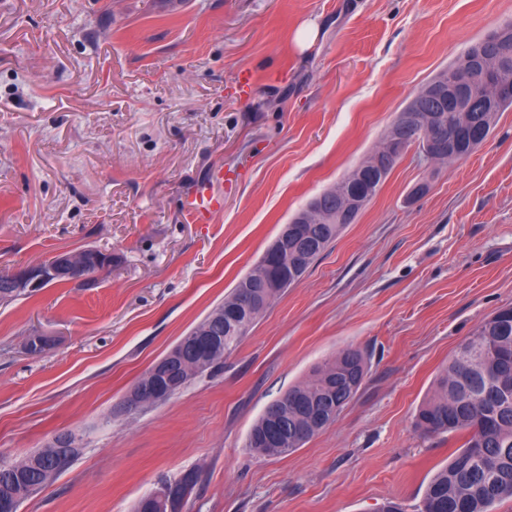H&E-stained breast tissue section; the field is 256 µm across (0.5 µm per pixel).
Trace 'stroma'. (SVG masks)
Listing matches in <instances>:
<instances>
[{"mask_svg": "<svg viewBox=\"0 0 512 512\" xmlns=\"http://www.w3.org/2000/svg\"><path fill=\"white\" fill-rule=\"evenodd\" d=\"M510 21L512 0H0V272L112 255L91 287L0 305V460L65 431L81 446L19 512H133L188 471L182 512H416L465 440L420 437L416 410L512 306V108L450 164L409 147L221 368L118 407L417 91ZM220 166L224 210L192 223L183 200ZM32 336L48 350L26 353ZM346 347L368 371L336 421L293 453L249 452L266 405Z\"/></svg>", "mask_w": 512, "mask_h": 512, "instance_id": "35a3bbf8", "label": "stroma"}]
</instances>
